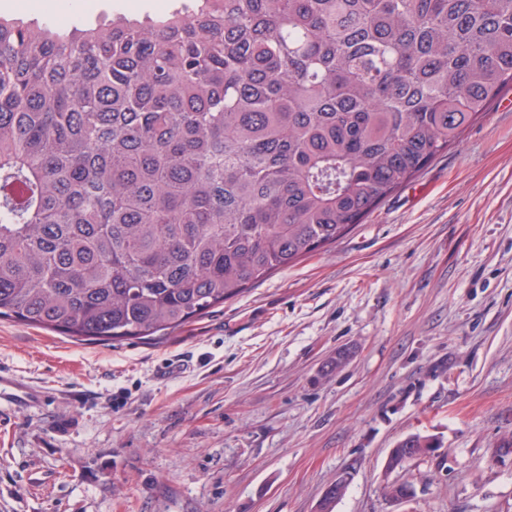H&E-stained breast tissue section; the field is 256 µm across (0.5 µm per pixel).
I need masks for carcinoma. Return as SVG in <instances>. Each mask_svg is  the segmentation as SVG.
Masks as SVG:
<instances>
[{
  "label": "carcinoma",
  "mask_w": 512,
  "mask_h": 512,
  "mask_svg": "<svg viewBox=\"0 0 512 512\" xmlns=\"http://www.w3.org/2000/svg\"><path fill=\"white\" fill-rule=\"evenodd\" d=\"M511 88L512 0L0 17V319L161 340L335 242Z\"/></svg>",
  "instance_id": "1"
}]
</instances>
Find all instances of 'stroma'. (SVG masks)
I'll list each match as a JSON object with an SVG mask.
<instances>
[{
    "instance_id": "stroma-1",
    "label": "stroma",
    "mask_w": 512,
    "mask_h": 512,
    "mask_svg": "<svg viewBox=\"0 0 512 512\" xmlns=\"http://www.w3.org/2000/svg\"><path fill=\"white\" fill-rule=\"evenodd\" d=\"M30 2L0 16L68 30L195 6ZM2 369L49 398L0 407V512H317L347 467L334 512H512V91L335 243L167 338L2 319ZM415 434L438 451L388 469Z\"/></svg>"
}]
</instances>
